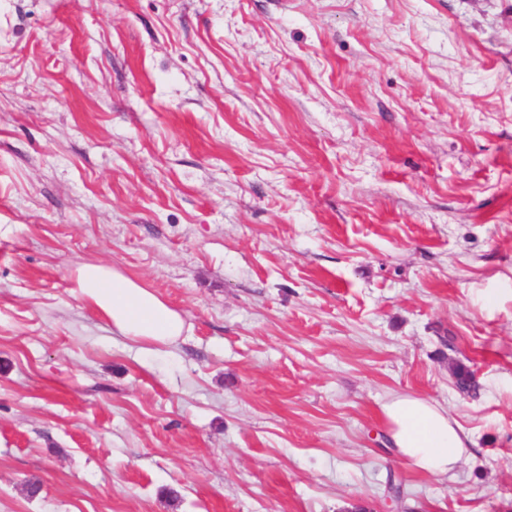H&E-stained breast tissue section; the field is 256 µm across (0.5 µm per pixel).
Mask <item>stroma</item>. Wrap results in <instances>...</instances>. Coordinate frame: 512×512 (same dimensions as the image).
I'll list each match as a JSON object with an SVG mask.
<instances>
[{
    "mask_svg": "<svg viewBox=\"0 0 512 512\" xmlns=\"http://www.w3.org/2000/svg\"><path fill=\"white\" fill-rule=\"evenodd\" d=\"M403 393L454 472L390 448ZM355 506L512 512V0H0V512ZM80 297L112 324V329L139 343L170 346L184 332L181 314L151 289L102 263L76 270ZM380 408L391 446L412 467L444 475L470 454L468 434L440 403L403 394L390 396Z\"/></svg>",
    "mask_w": 512,
    "mask_h": 512,
    "instance_id": "1",
    "label": "stroma"
}]
</instances>
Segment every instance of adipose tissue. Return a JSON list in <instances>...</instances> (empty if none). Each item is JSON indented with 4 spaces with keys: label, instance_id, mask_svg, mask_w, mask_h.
Wrapping results in <instances>:
<instances>
[{
    "label": "adipose tissue",
    "instance_id": "obj_1",
    "mask_svg": "<svg viewBox=\"0 0 512 512\" xmlns=\"http://www.w3.org/2000/svg\"><path fill=\"white\" fill-rule=\"evenodd\" d=\"M80 297L113 330L139 343L169 346L184 332L181 314L151 289L102 263L77 268ZM390 444L412 467L432 475L454 472L470 453V439L447 408L411 395H393L381 405Z\"/></svg>",
    "mask_w": 512,
    "mask_h": 512
}]
</instances>
